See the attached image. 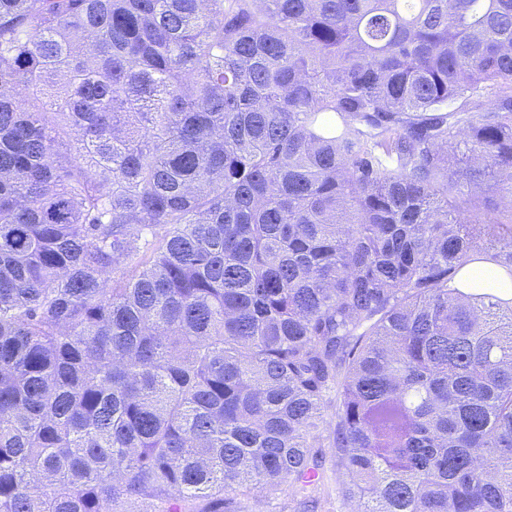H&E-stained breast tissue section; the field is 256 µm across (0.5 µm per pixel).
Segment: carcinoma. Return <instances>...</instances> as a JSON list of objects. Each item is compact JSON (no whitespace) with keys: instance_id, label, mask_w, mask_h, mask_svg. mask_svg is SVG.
I'll list each match as a JSON object with an SVG mask.
<instances>
[{"instance_id":"obj_1","label":"carcinoma","mask_w":512,"mask_h":512,"mask_svg":"<svg viewBox=\"0 0 512 512\" xmlns=\"http://www.w3.org/2000/svg\"><path fill=\"white\" fill-rule=\"evenodd\" d=\"M473 263L512 0H0V512H512ZM325 462L324 479L317 489L309 495L318 499L316 508L304 507L300 497L292 499L285 494L269 495L265 492L254 493L249 498L242 501V512H307L306 510H315L314 512H354V502L344 498L340 492L342 484L348 478L336 468V458L331 449H327Z\"/></svg>"}]
</instances>
